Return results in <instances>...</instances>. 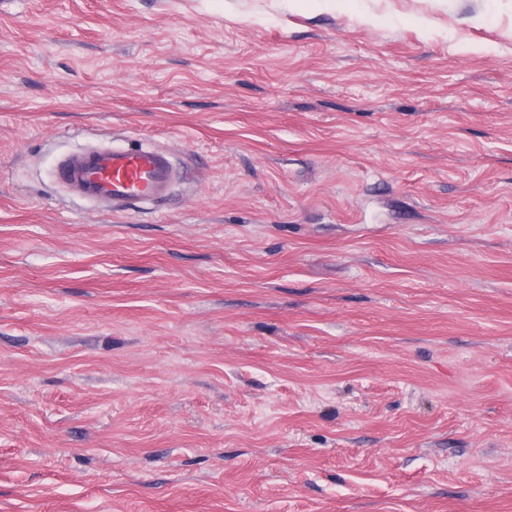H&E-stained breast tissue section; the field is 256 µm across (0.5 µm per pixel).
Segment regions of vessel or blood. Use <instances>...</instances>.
<instances>
[{"instance_id": "vessel-or-blood-1", "label": "vessel or blood", "mask_w": 512, "mask_h": 512, "mask_svg": "<svg viewBox=\"0 0 512 512\" xmlns=\"http://www.w3.org/2000/svg\"><path fill=\"white\" fill-rule=\"evenodd\" d=\"M180 176L170 151L151 144L85 147L61 156L54 166L55 181L69 195L107 215L165 200Z\"/></svg>"}]
</instances>
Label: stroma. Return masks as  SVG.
I'll return each mask as SVG.
<instances>
[{"instance_id":"1","label":"stroma","mask_w":512,"mask_h":512,"mask_svg":"<svg viewBox=\"0 0 512 512\" xmlns=\"http://www.w3.org/2000/svg\"><path fill=\"white\" fill-rule=\"evenodd\" d=\"M0 512H512V0H0ZM180 176L171 152L151 144L137 149L84 147L61 156L54 166L55 181L70 196L107 215L165 200Z\"/></svg>"}]
</instances>
